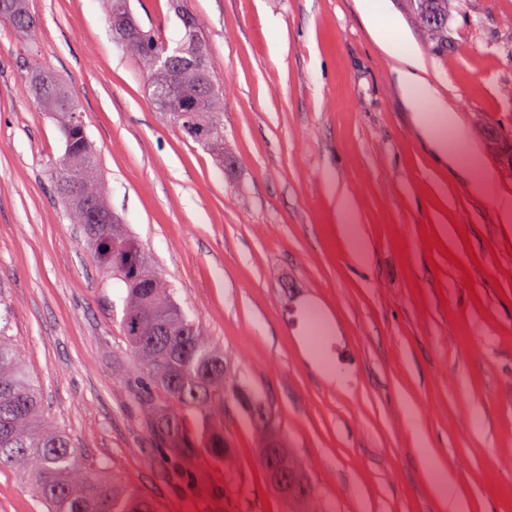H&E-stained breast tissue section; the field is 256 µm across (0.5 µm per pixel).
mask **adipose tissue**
Masks as SVG:
<instances>
[{"mask_svg": "<svg viewBox=\"0 0 512 512\" xmlns=\"http://www.w3.org/2000/svg\"><path fill=\"white\" fill-rule=\"evenodd\" d=\"M358 8L376 41L389 55L405 63L401 72V81L405 97L413 108L416 125L427 134L440 153L464 157L472 175L475 187H482L484 177L478 161L471 157L464 137H457L455 142H447L440 129L430 118L431 113L441 111L442 106L432 91L417 77L421 69V59L413 46L403 38L395 37L394 17L390 13L386 0H358Z\"/></svg>", "mask_w": 512, "mask_h": 512, "instance_id": "1", "label": "adipose tissue"}]
</instances>
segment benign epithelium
Returning a JSON list of instances; mask_svg holds the SVG:
<instances>
[{
  "mask_svg": "<svg viewBox=\"0 0 512 512\" xmlns=\"http://www.w3.org/2000/svg\"><path fill=\"white\" fill-rule=\"evenodd\" d=\"M237 403L248 414L253 424L263 430L262 448L268 483L287 501L308 495L309 485L304 480L278 467L277 461L288 452V444L267 406L246 389L239 391Z\"/></svg>",
  "mask_w": 512,
  "mask_h": 512,
  "instance_id": "benign-epithelium-1",
  "label": "benign epithelium"
}]
</instances>
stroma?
I'll list each match as a JSON object with an SVG mask.
<instances>
[{
    "label": "stroma",
    "instance_id": "35a3bbf8",
    "mask_svg": "<svg viewBox=\"0 0 512 512\" xmlns=\"http://www.w3.org/2000/svg\"><path fill=\"white\" fill-rule=\"evenodd\" d=\"M32 35L0 25V294L47 420L85 464L161 512H293L269 488L257 429L234 403L235 471L207 465L196 420L179 441L134 395L110 275L51 187L63 143L25 90L45 66L72 87L113 211L271 410L326 512H512V199L486 133L512 137V0H451L438 52L409 0H388L418 75L490 181L471 187L416 127L399 72L356 0H184L226 77L225 166L151 103L101 0H26ZM146 28L183 31L167 0H131ZM349 198L368 244L346 243ZM438 244L428 247L426 232ZM0 512H40L0 471Z\"/></svg>",
    "mask_w": 512,
    "mask_h": 512
}]
</instances>
